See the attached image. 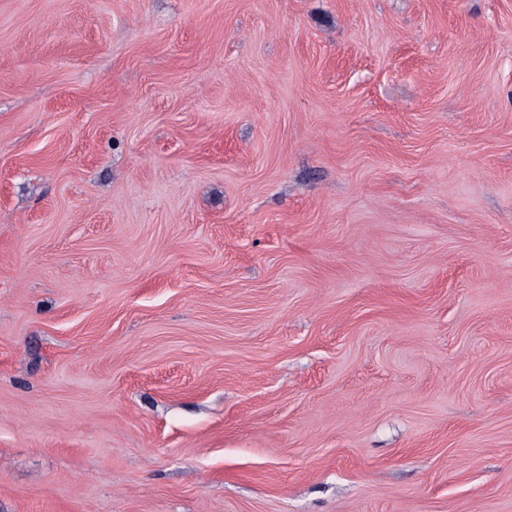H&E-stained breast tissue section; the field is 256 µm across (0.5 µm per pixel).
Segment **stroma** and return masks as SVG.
<instances>
[{"label": "stroma", "instance_id": "obj_1", "mask_svg": "<svg viewBox=\"0 0 512 512\" xmlns=\"http://www.w3.org/2000/svg\"><path fill=\"white\" fill-rule=\"evenodd\" d=\"M0 512H512V0H0Z\"/></svg>", "mask_w": 512, "mask_h": 512}]
</instances>
